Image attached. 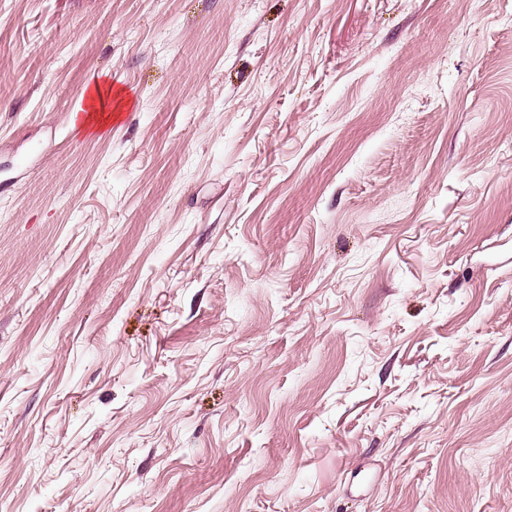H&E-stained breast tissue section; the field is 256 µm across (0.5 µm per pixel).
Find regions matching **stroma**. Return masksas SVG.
<instances>
[{
	"mask_svg": "<svg viewBox=\"0 0 512 512\" xmlns=\"http://www.w3.org/2000/svg\"><path fill=\"white\" fill-rule=\"evenodd\" d=\"M0 512H512V0H0Z\"/></svg>",
	"mask_w": 512,
	"mask_h": 512,
	"instance_id": "35a3bbf8",
	"label": "stroma"
}]
</instances>
